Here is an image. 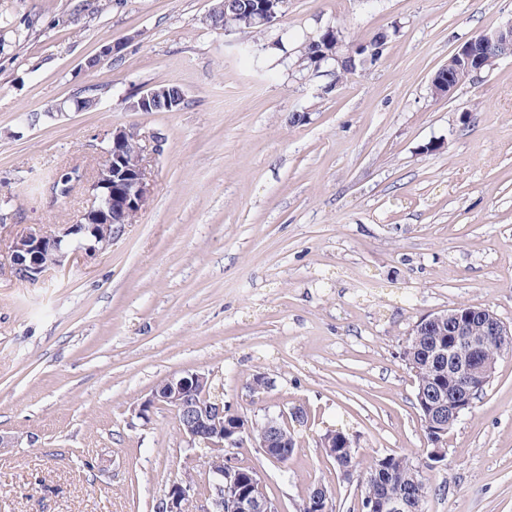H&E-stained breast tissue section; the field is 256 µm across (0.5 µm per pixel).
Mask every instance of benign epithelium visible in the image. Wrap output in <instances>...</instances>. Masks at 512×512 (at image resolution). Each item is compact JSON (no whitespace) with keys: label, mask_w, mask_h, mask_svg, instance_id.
I'll return each mask as SVG.
<instances>
[{"label":"benign epithelium","mask_w":512,"mask_h":512,"mask_svg":"<svg viewBox=\"0 0 512 512\" xmlns=\"http://www.w3.org/2000/svg\"><path fill=\"white\" fill-rule=\"evenodd\" d=\"M285 6L286 0H256L250 19L269 25L283 14ZM387 41L388 37L383 35L361 42L357 54L366 60L376 57ZM498 42L512 44L511 23L476 36L454 53V57L464 60L465 70L450 72L447 66L440 67L432 78L435 93L446 96L464 79H476L481 74L484 50ZM164 95L163 88L143 89L138 102L128 104V108L144 109ZM131 135L133 132L122 126L112 129L110 146L89 185L91 205L80 222L64 225L61 233L53 236L29 232L13 239L11 268L16 279L31 285L40 283L49 269L63 266L73 242L91 255L107 249L121 232V219L127 214L140 213L147 194L143 154L130 159L121 151V145ZM27 256L33 257L28 264ZM476 316L482 319L487 332L500 336L512 334V328L487 308L465 309L448 317V346L436 349V356L454 364L457 376L454 401L446 402L442 391L436 388L423 389L418 396L423 424L434 445L429 457L435 460L444 454L441 434L445 433V427L472 408L474 393L483 392L494 374V364L484 357V337L475 335ZM211 386L212 379L206 373L172 375L139 407L144 418L157 405L167 407L173 411L179 434L188 448L204 445L209 455H223L226 459L224 467L208 470L203 493L184 477L172 480L156 512H280L275 500L257 497L241 487L234 472L237 464L231 456L224 455V450L251 439L250 429L256 420L239 414L231 423L224 421V400L213 394ZM263 420L266 436L254 443V447L264 458L277 462L279 458L271 450L290 447L289 432L293 428L284 411L267 413ZM369 503L370 512H404L407 507L402 498L372 496Z\"/></svg>","instance_id":"1"}]
</instances>
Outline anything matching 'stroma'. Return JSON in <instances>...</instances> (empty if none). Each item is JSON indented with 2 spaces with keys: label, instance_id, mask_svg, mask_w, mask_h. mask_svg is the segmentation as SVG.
I'll return each mask as SVG.
<instances>
[{
  "label": "stroma",
  "instance_id": "stroma-1",
  "mask_svg": "<svg viewBox=\"0 0 512 512\" xmlns=\"http://www.w3.org/2000/svg\"><path fill=\"white\" fill-rule=\"evenodd\" d=\"M213 3L0 0V512H155L183 471L205 480L171 410L137 414L187 372L249 418L306 410L288 464L231 451L283 512L318 485L333 512H361L376 458L432 448L400 357L415 322L466 304L512 326V56L451 97L432 88L467 41L512 22V0H287L249 39L212 31ZM329 24L390 37L347 81L297 72ZM157 84L183 90L180 111H127ZM89 95L98 107L57 113ZM119 125L164 139L136 222L17 281L12 239L81 220ZM256 373L270 392L248 391ZM331 429L353 441L352 476L320 446ZM426 476L424 512H512V354Z\"/></svg>",
  "mask_w": 512,
  "mask_h": 512
}]
</instances>
